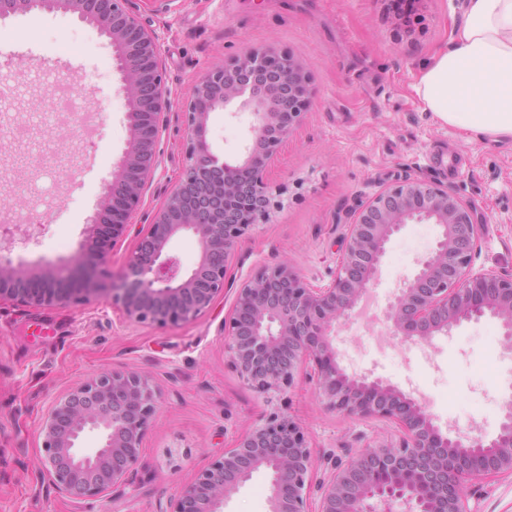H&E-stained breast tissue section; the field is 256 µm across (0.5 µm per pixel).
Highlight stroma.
<instances>
[{
  "label": "stroma",
  "mask_w": 512,
  "mask_h": 512,
  "mask_svg": "<svg viewBox=\"0 0 512 512\" xmlns=\"http://www.w3.org/2000/svg\"><path fill=\"white\" fill-rule=\"evenodd\" d=\"M452 0H424L419 16L404 20L392 0H132L142 24L160 36L165 81L181 101L209 69L253 48L295 56L311 77L310 107L280 145L266 173L283 204L269 223L243 237L229 263L228 285L192 321L157 326L126 321L111 300L79 305L0 303V512H167L180 488L272 409L282 408L305 429L314 478L327 455L349 460L375 441L395 439L399 425L383 418H345L298 380L287 396L265 399L240 377L224 350V319L239 288L262 268L288 262L306 283L335 274L346 229L375 193L406 178L452 189L473 207L483 234L475 267L512 274V141H491L442 124L412 90L433 52L444 45ZM69 76L75 107L99 125L85 139L83 122L33 133L29 150L44 164L28 179L0 147V201L55 197L43 224L14 253L31 262L70 259L119 161L128 138L127 101L107 37L75 14L35 9L0 20V127L18 112L50 110L52 85L42 74ZM252 117L211 114L206 139L228 162L250 143ZM185 123L167 117L161 165L143 202L101 266L103 282L123 275L142 230L151 223L185 165ZM62 144L76 163L57 182L47 141ZM433 224H408L386 246L372 289L370 318L351 321L341 346L350 369L382 379L404 393L420 391L440 429L494 435L512 396V347L499 322H466L433 344L385 335V311L395 289L435 246ZM109 368L148 374L161 398L143 439L135 470L118 492L89 500L56 494L41 479L39 427L51 405L87 376ZM190 456L170 472L165 452ZM270 477L260 471L231 495L224 512H268ZM477 512H512V476L470 487Z\"/></svg>",
  "instance_id": "35a3bbf8"
}]
</instances>
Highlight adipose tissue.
<instances>
[{
    "label": "adipose tissue",
    "instance_id": "adipose-tissue-1",
    "mask_svg": "<svg viewBox=\"0 0 512 512\" xmlns=\"http://www.w3.org/2000/svg\"><path fill=\"white\" fill-rule=\"evenodd\" d=\"M414 91L443 124L512 140V0H464L463 23L422 67Z\"/></svg>",
    "mask_w": 512,
    "mask_h": 512
}]
</instances>
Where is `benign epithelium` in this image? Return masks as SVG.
<instances>
[{"instance_id":"obj_1","label":"benign epithelium","mask_w":512,"mask_h":512,"mask_svg":"<svg viewBox=\"0 0 512 512\" xmlns=\"http://www.w3.org/2000/svg\"><path fill=\"white\" fill-rule=\"evenodd\" d=\"M129 0H0V19L34 8H61L93 24L117 49V70L128 103V140L88 219L73 258L52 265L12 257L30 239L31 224L0 225V302L28 306L88 303L106 293L135 323L188 322L227 285L228 262L239 241L269 221L282 201L265 173L278 147L309 105V77L289 54L250 49L205 73L181 102L186 164L135 245L128 269L112 287L98 281L96 262L139 209L159 168L157 145L172 102L159 35L144 27ZM249 112L252 144L230 164L206 140L210 115ZM410 223L435 224V248L388 304L390 334L429 344L464 321L497 319L512 341V276L473 267L481 237L469 205L422 179L379 191L348 225L336 273L324 286L304 282L281 262L261 269L238 289L224 320L231 365L259 395L284 394L298 378L314 382L318 398L348 418L397 422V441L379 442L346 462L330 459L310 507L313 454L303 427L279 409L224 449L183 485L168 512H224V502L253 474L270 475L268 512H472L469 481L512 475V403L497 433L442 432L426 404L391 384L342 365V326L371 291L391 237ZM190 232L200 246L184 273L168 246ZM151 377L102 369L56 400L40 436L49 486L60 496L98 498L117 491L139 461L158 403ZM88 434L99 445L81 447Z\"/></svg>"}]
</instances>
